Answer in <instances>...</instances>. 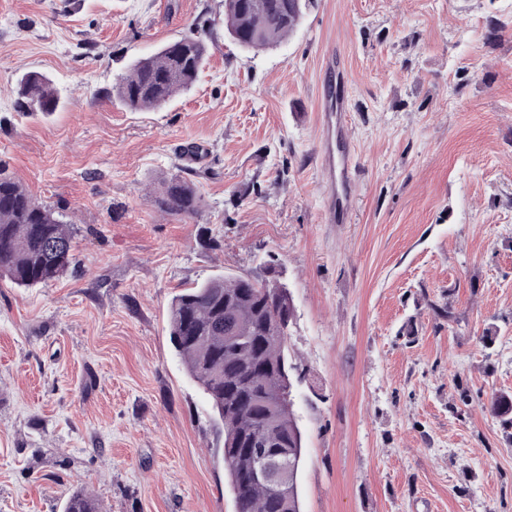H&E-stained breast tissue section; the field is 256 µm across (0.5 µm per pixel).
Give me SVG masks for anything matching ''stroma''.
<instances>
[{
    "instance_id": "obj_1",
    "label": "stroma",
    "mask_w": 512,
    "mask_h": 512,
    "mask_svg": "<svg viewBox=\"0 0 512 512\" xmlns=\"http://www.w3.org/2000/svg\"><path fill=\"white\" fill-rule=\"evenodd\" d=\"M195 36L196 82L114 95ZM347 76L356 194L326 223L323 60ZM52 81L26 112L23 75ZM0 173L66 217L74 266L0 279V512H234L223 436L170 338L219 275L293 300L302 512H512V0H311L246 49L224 0H0ZM193 183L199 212L155 190ZM207 54L205 43L183 37L139 58L116 86L118 99L134 110L155 108L189 88ZM19 90L33 108V112L49 114L59 104V97L50 81L38 73H30L21 78ZM156 196L161 212L180 217H192L199 209V202L193 185L180 175L165 179ZM100 509L98 500L82 490L73 491L65 505V512H100Z\"/></svg>"
}]
</instances>
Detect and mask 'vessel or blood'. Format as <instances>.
I'll return each mask as SVG.
<instances>
[{"label": "vessel or blood", "instance_id": "obj_1", "mask_svg": "<svg viewBox=\"0 0 512 512\" xmlns=\"http://www.w3.org/2000/svg\"><path fill=\"white\" fill-rule=\"evenodd\" d=\"M324 75L327 90L322 97L323 121L329 135L322 142L321 163L324 179L331 188L327 198L326 216L329 222L334 223L349 211L354 197L353 153L346 143L345 99L336 91V86L342 82L343 75L337 69L335 60H328Z\"/></svg>", "mask_w": 512, "mask_h": 512}]
</instances>
